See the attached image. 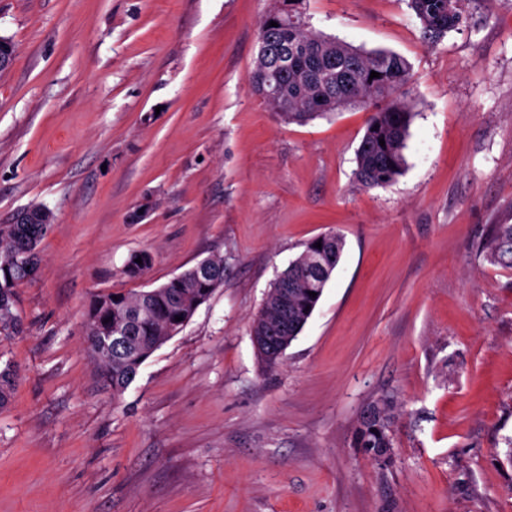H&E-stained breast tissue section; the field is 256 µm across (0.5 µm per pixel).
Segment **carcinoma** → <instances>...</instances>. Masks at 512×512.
<instances>
[{
	"label": "carcinoma",
	"mask_w": 512,
	"mask_h": 512,
	"mask_svg": "<svg viewBox=\"0 0 512 512\" xmlns=\"http://www.w3.org/2000/svg\"><path fill=\"white\" fill-rule=\"evenodd\" d=\"M306 0H273L257 30L258 51L249 75L253 92L267 109L286 123L306 124L348 107L363 106L369 116L356 150V180L366 188L393 182L405 169L404 149L413 116L409 97L411 65L394 52L365 51L310 29ZM422 27L423 38L438 42L459 30L463 13L448 0H409ZM278 26H270V22ZM288 49V67L277 68L265 48ZM380 73L370 78L371 72ZM385 145H380L379 140ZM47 207L31 205L23 212L26 221L0 225V336L20 332L19 315L13 312L16 288L33 279L38 265V245L48 231L43 216ZM321 243V248L314 244ZM344 242L330 232L306 244L305 250L277 275L271 287L287 280L284 292L265 296L252 327H282L283 335H298L311 318L338 265ZM487 259L512 268V224H496L483 245ZM141 259L142 263L135 262ZM146 250L129 254L122 274L131 281L142 279L153 266ZM224 282V262L217 257L208 265H195L161 286L143 291H112L93 295L85 310L90 341H109L125 332L134 337L127 348L95 357L104 381L119 397L134 381L140 366L161 345L179 332ZM316 296H310V293ZM182 320L177 321L175 317ZM257 356L267 368L280 364V348L263 347ZM16 371L10 363L0 367V408L11 397ZM386 408L376 406L363 417L355 431V446L382 456L391 447Z\"/></svg>",
	"instance_id": "obj_1"
}]
</instances>
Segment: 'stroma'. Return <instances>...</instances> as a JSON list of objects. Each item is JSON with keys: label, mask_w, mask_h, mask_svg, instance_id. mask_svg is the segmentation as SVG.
Masks as SVG:
<instances>
[{"label": "stroma", "mask_w": 512, "mask_h": 512, "mask_svg": "<svg viewBox=\"0 0 512 512\" xmlns=\"http://www.w3.org/2000/svg\"><path fill=\"white\" fill-rule=\"evenodd\" d=\"M271 3L0 0V224L54 214L0 338V512H512V269L479 252L512 224V0H465L434 44L406 0H308L315 31L412 67L405 171L375 188L367 110L286 124L252 92ZM331 231L340 261L268 369L253 318ZM213 256L223 284L113 398L90 297ZM380 401L383 461L354 445ZM141 257L142 264L135 262V259ZM154 258L151 252L146 250L133 251L129 254L123 267L122 274L131 281L142 279L153 266Z\"/></svg>", "instance_id": "obj_1"}]
</instances>
